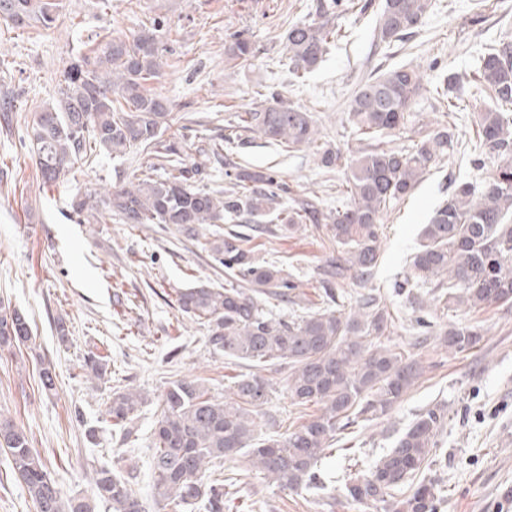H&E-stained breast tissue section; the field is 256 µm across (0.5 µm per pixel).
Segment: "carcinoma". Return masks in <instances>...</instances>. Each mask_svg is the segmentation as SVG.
I'll use <instances>...</instances> for the list:
<instances>
[{
  "instance_id": "cac0c4a2",
  "label": "carcinoma",
  "mask_w": 512,
  "mask_h": 512,
  "mask_svg": "<svg viewBox=\"0 0 512 512\" xmlns=\"http://www.w3.org/2000/svg\"><path fill=\"white\" fill-rule=\"evenodd\" d=\"M354 0H316L314 18L294 23L285 35L288 73L298 82L314 71L332 44L343 38L335 19L354 8ZM57 0H0V24L8 28L49 29L60 17ZM432 8V0H384L377 42L391 46L413 33ZM166 21L158 16L137 35L115 36L93 55L72 60L61 73L57 97L34 110L24 143L42 180L69 178L75 165L98 154L120 157L135 149L147 162L142 177L116 186L102 197H74L77 217L93 223L101 215L122 224H176L191 236L200 224L226 218L254 224H276L293 234L306 224H326L337 255L327 261L321 305L297 319L273 318L259 296L285 297L294 281L273 262L258 260L239 234L210 242L215 261L227 270L224 287L198 285L178 291V310L201 321L207 343L216 353L250 367L288 364L286 390L296 405L310 403L319 412L291 432L261 434L259 420L269 402L271 383L257 372L240 375L232 396L219 400L195 380L171 383L163 395L153 428L151 492L161 512H224L229 485L215 475L229 462L255 470L289 491L324 489L316 469L351 425L388 415L424 373L419 350L430 345L450 354L472 349L481 332L472 326H439L416 319L415 341L390 347L382 337L395 325L382 295L367 287L381 255V228L393 205L411 193L423 177L453 148L451 126L415 131L407 146L385 140L413 123L415 100L427 91L417 68L393 67L365 82L350 101L346 121L360 146L344 158L339 148L321 141L313 113L287 104L268 92L256 106L237 112L213 143L215 161L224 143L251 144L255 133L285 151L307 148L317 165L342 170L336 180V208L325 211L319 198L287 197L286 183L269 169L233 166L231 186L223 191L199 188L205 165L183 158L182 145L162 140L172 112L170 103L147 82L166 66L160 34ZM253 54L250 39L233 37L225 62L235 64ZM471 81L485 87L493 105L479 112L480 148L495 159L481 181L463 180L433 211L421 232L410 272L398 292L419 303L413 289H431L432 300L447 311L512 304V37L485 48ZM461 79L451 74L435 99L453 114L461 109ZM365 288L349 308L339 305L337 288L346 280ZM32 341L27 317L0 308V349ZM83 370L102 380L106 360L84 358ZM144 403L125 386L112 391L108 414L123 438ZM448 418L435 405L418 414L394 445L369 470L345 483L352 501L382 504L384 512H438L444 492L432 480L417 476L430 466L436 437ZM0 452L10 474L23 482L35 512H145L135 490V468L94 471L93 499L63 500L46 463L30 448L25 430L3 418Z\"/></svg>"
}]
</instances>
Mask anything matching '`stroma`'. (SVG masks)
Here are the masks:
<instances>
[{
	"instance_id": "1",
	"label": "stroma",
	"mask_w": 512,
	"mask_h": 512,
	"mask_svg": "<svg viewBox=\"0 0 512 512\" xmlns=\"http://www.w3.org/2000/svg\"><path fill=\"white\" fill-rule=\"evenodd\" d=\"M314 2L112 0L106 8L102 0H61L52 28L19 32L0 26V60L10 63L0 67V93L18 99L12 128L0 129V303L25 313L33 334L28 345L0 350V413L24 426L62 499L91 497L94 469L128 459L137 466L146 512H156L148 458L164 391L172 381L191 378L221 399L246 366L215 353L205 327L176 303L178 290L192 284L223 285L224 268L213 260L209 244L234 230V223L202 225L191 239L173 224H122L107 217L79 221L71 207L75 195H97L136 181L145 159L135 152L121 158L102 154L79 165L68 181L43 183L21 146L32 109L54 99L61 72L74 57L91 53L112 35L137 34L160 15L167 21L162 45L168 65L149 86L174 104L165 135L181 141L185 158L204 159L231 113L268 90L313 112L322 135L347 154L356 140L345 114L375 72L408 64L435 85L444 74L471 73L488 44L512 35V0H434L414 34L385 49L375 36L382 0H368L367 11L336 17L344 38L330 47L316 73L297 84L281 61L283 40L289 25L311 19ZM240 32L251 39L253 54L225 68L224 49ZM464 100V110L451 117L427 93L413 106L425 122H454L466 150L448 154L384 218L374 283L389 309L407 318L417 312L393 286L404 278L422 224L453 182L484 177L494 164L476 150L473 138L475 116L491 100L473 85L465 87ZM224 156L276 171L293 197L313 193L325 207L336 204L335 173L319 168L308 149L288 153L258 139L249 148L225 144ZM249 246L257 259L291 272L298 285L300 304L266 299L272 316L295 318L317 304L319 270L336 252L326 225L309 224L288 236L255 232ZM61 315L69 327L64 341L55 330ZM433 317L442 324L478 327L482 339L458 355L423 350L425 371L418 385L389 415L355 426L341 440V452L322 461L324 493L284 491L259 474L243 472L237 503L255 502L254 512H382L379 505L346 498L347 476L370 469L398 430L443 404L448 424L425 472L448 492L440 512H512V305L437 311ZM91 352L107 359L104 380L90 379L82 368ZM47 365L56 374L50 392L39 379ZM265 375L273 383L268 410L279 432L316 413V406L292 404L285 389L287 367H270ZM126 384L136 386L145 402L134 420V440L123 442L112 431L107 408L113 389Z\"/></svg>"
}]
</instances>
